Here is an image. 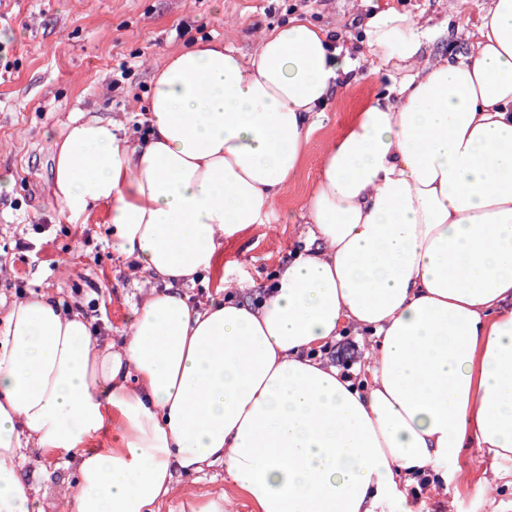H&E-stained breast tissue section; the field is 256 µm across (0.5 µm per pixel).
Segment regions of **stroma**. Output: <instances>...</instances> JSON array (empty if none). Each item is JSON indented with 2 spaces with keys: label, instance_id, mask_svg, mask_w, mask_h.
<instances>
[{
  "label": "stroma",
  "instance_id": "1",
  "mask_svg": "<svg viewBox=\"0 0 512 512\" xmlns=\"http://www.w3.org/2000/svg\"><path fill=\"white\" fill-rule=\"evenodd\" d=\"M349 0H0V175L11 192L0 194V301L16 288L46 293L88 314L92 335L123 336L140 301L141 275L113 244L105 209L71 222L52 195L55 141L70 118L120 117V136L142 138V115L156 67L198 40H223L251 54L259 31L300 16L341 35L362 56ZM487 0H468L462 22L452 20L456 0H366L364 13L381 6L436 25L433 51L465 53L467 30L478 25ZM367 91L365 82L341 88L311 135L296 177L284 187L265 223L223 245L224 276L254 291L285 261L307 191L328 143L349 123ZM465 479H435L406 490L411 512H502L512 506V461L492 462L485 449H464ZM499 477L493 492L480 481L490 466ZM25 475L43 512H62L60 489L69 472L56 459L30 454ZM181 498L161 512H181L182 500L222 494L227 512H255L247 496L215 466L180 478Z\"/></svg>",
  "mask_w": 512,
  "mask_h": 512
}]
</instances>
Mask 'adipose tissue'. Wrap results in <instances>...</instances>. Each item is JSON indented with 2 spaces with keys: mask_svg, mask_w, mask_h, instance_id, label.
<instances>
[{
  "mask_svg": "<svg viewBox=\"0 0 512 512\" xmlns=\"http://www.w3.org/2000/svg\"><path fill=\"white\" fill-rule=\"evenodd\" d=\"M361 28L363 73L293 18L247 57L220 40L171 53L137 141L109 118L67 125L56 202L106 208L153 284L116 341L45 293L0 316V512H40L29 450L72 470L64 512H159L217 464L256 512H374L469 445L512 458V0H489L466 53H429L435 28L391 8ZM361 78L301 250L243 294L224 239L264 222ZM203 273L219 285L190 302ZM346 328L369 339L356 373L322 357Z\"/></svg>",
  "mask_w": 512,
  "mask_h": 512,
  "instance_id": "ef3b65f1",
  "label": "adipose tissue"
}]
</instances>
